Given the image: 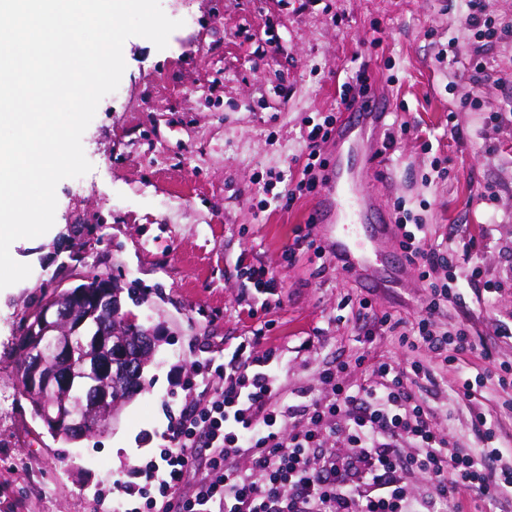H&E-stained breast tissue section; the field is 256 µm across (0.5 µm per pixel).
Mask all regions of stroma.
<instances>
[{
  "mask_svg": "<svg viewBox=\"0 0 512 512\" xmlns=\"http://www.w3.org/2000/svg\"><path fill=\"white\" fill-rule=\"evenodd\" d=\"M160 5L180 28L162 50L126 40L119 87L82 136L91 170L58 183L47 233L10 247L31 274L0 290V512H110L115 480L136 483L170 419L200 400L193 362L262 327L279 355L281 401L325 397L326 369H341L351 387L368 362L415 360L439 385L433 421L454 450L480 444L468 401L450 389L460 370L479 377L496 443L512 447V389L486 374L493 361L512 364V332L498 333L512 329V122L499 127L494 152L480 137L494 115L512 111V37L489 56L493 79L477 83L467 73L466 0ZM363 65L391 91L390 121L403 129L364 183L384 207L403 198L428 238L455 237L461 298L438 328H465L475 348L449 364L422 348L405 352L393 333L356 317L365 298L375 313L415 324L429 294L418 268H407L402 286L366 287L337 266L321 225H309L315 194L289 209L276 198L306 162L308 127L336 113L342 84ZM77 224L86 227L79 236ZM473 224L484 231L470 250ZM309 230L321 255L292 248ZM75 258L125 288L123 311L160 341L140 394L112 426L68 443L32 419L12 365L23 312L43 283L68 278ZM246 266L272 270L278 295L262 300Z\"/></svg>",
  "mask_w": 512,
  "mask_h": 512,
  "instance_id": "stroma-1",
  "label": "stroma"
}]
</instances>
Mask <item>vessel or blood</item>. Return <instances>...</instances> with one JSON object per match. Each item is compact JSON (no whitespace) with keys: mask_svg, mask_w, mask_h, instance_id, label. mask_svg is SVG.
I'll return each mask as SVG.
<instances>
[{"mask_svg":"<svg viewBox=\"0 0 512 512\" xmlns=\"http://www.w3.org/2000/svg\"><path fill=\"white\" fill-rule=\"evenodd\" d=\"M390 113L387 97L367 93L336 126V154L323 171L324 185L313 221L327 225L337 257L348 270H367L376 244L390 238L389 218L362 189L360 178L381 154L378 134Z\"/></svg>","mask_w":512,"mask_h":512,"instance_id":"obj_1","label":"vessel or blood"}]
</instances>
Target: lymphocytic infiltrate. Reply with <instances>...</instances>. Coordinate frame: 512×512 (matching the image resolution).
<instances>
[{
  "mask_svg": "<svg viewBox=\"0 0 512 512\" xmlns=\"http://www.w3.org/2000/svg\"><path fill=\"white\" fill-rule=\"evenodd\" d=\"M474 33L470 63L474 74L488 72V53L512 34V18L493 20L484 0H469L464 18ZM335 129L324 118L307 133L311 157L296 188L281 198L293 205L298 192H314L322 183L324 161L318 155ZM399 218L395 238L406 262L435 270L451 263L448 242H428L422 224L412 223L402 202H394ZM450 284L433 285L413 337L403 338L409 350L425 348L436 355L471 350L464 332L440 333L436 320L457 302ZM263 332L241 341L223 360H198L203 372L215 371L223 384L204 394L193 408L171 421L158 457L139 466L141 483L117 482V512H437L439 505L458 507L463 496L493 498L512 492V469L501 468L505 455L493 446L488 419L482 444L465 457L448 454V437L436 428L431 407L413 393L419 380H431L420 363L378 361L356 387L340 384L335 373L322 375L331 393L326 400L279 403L275 349L264 347ZM410 442L412 454L400 452ZM247 456L248 468L236 459ZM420 474L427 494L413 495L404 471ZM197 479L191 492L183 485Z\"/></svg>",
  "mask_w": 512,
  "mask_h": 512,
  "instance_id": "f902f5d3",
  "label": "lymphocytic infiltrate"
}]
</instances>
